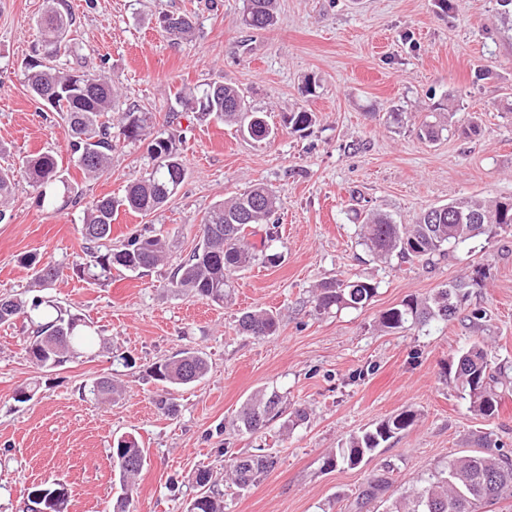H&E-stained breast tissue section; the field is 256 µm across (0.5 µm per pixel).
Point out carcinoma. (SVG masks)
I'll return each mask as SVG.
<instances>
[{"label": "carcinoma", "instance_id": "carcinoma-1", "mask_svg": "<svg viewBox=\"0 0 512 512\" xmlns=\"http://www.w3.org/2000/svg\"><path fill=\"white\" fill-rule=\"evenodd\" d=\"M275 2L243 0L242 25L255 31L273 26ZM160 19L171 20L165 31L176 41L187 39L195 30L194 16L189 13L176 16L164 13ZM36 25L41 41L38 57L27 63L24 75L27 87L41 103L54 101L52 108L69 128L70 150L79 169L94 178L109 167L117 141L122 138L136 141L144 135L149 116L132 106L122 113L119 125L112 126L105 114L115 110L114 84L103 76L57 64L61 56L74 53V44L67 40L74 21L66 0H48ZM177 103L181 111L195 117H213L234 124L255 141L272 135L264 118L251 110L245 93L232 83L208 84L197 91L184 90L178 94ZM455 117L456 112L450 109L448 124L425 122L417 129V136L435 141L443 132L456 129ZM312 121V113L305 110L285 117V124L295 132L306 130ZM148 155L151 171L131 182L123 196L94 199L84 209V252L90 258L92 276L96 279L111 278L114 267L130 272L155 268L164 262L170 251V241L150 230L130 237L119 249L107 246L112 241V221L119 209L149 215L172 198V183L181 184L188 175L171 139L161 134L155 136L148 147ZM19 177L40 189L43 202L47 189L57 184L68 187L57 158L50 153H39L22 160L16 172L0 169V201L11 195ZM275 209L276 195L260 184L215 204L199 225V243L176 265L168 287L217 305L224 304L229 298L231 277L257 260L258 250L246 240V228L271 223ZM508 228L512 229V200L469 196L425 209L411 224H399L388 214L372 213L365 217L361 232L369 249L378 256L386 258L395 254L414 261L441 253L450 245ZM24 265L32 271L36 288L45 289L62 275L60 268L49 264L41 266L34 256L25 258ZM481 287V273L468 275L431 296L412 297L386 310L379 324L384 329L395 330L432 321L448 323L457 318L468 289ZM376 291V285L364 279H330L317 286L315 308L318 311L333 307L356 309L364 306ZM18 319L28 326L27 359L40 369L61 367L84 356L93 345V336L78 315L43 296L30 300L1 296L0 325H10ZM238 328L249 336H273L279 329V320L271 310L247 311L239 317ZM449 367L455 369L470 409L485 418L494 417L502 391L512 387V366L492 364L484 347L473 344L458 351ZM208 371L207 358L194 348H184L155 364L153 377L166 388V395L156 399L158 408L167 415L174 413L176 403L172 391L201 380ZM88 393L96 399H112L120 395L121 388L112 379L103 377L92 382ZM305 418V409L295 407L287 413L278 392L262 390L243 404L239 427L256 432L271 421L281 419L283 427L288 428ZM416 419L415 412L405 410L371 430L350 437L346 446L336 449L326 459V466L361 464L376 448L412 427ZM110 459L124 490L115 501L114 512H128L134 480L146 463L144 450L136 441L125 444V438L121 437L113 441ZM273 464L272 458L264 454L236 457L230 464L231 478L244 488ZM194 481L199 494L190 501L187 512H224V495L215 489L211 471L198 470ZM388 486L386 477L370 483L358 496L360 507L373 502L378 491ZM69 497L68 488L59 480L27 488V502L32 504L34 499H41L40 505L46 512H68ZM509 498H512V453L497 441L483 436L478 440V449L448 459L446 468L432 474L425 485L410 496L396 501L389 512H477L480 507Z\"/></svg>", "mask_w": 512, "mask_h": 512}]
</instances>
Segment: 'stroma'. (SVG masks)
I'll return each mask as SVG.
<instances>
[{
  "instance_id": "1",
  "label": "stroma",
  "mask_w": 512,
  "mask_h": 512,
  "mask_svg": "<svg viewBox=\"0 0 512 512\" xmlns=\"http://www.w3.org/2000/svg\"><path fill=\"white\" fill-rule=\"evenodd\" d=\"M67 2L79 52L65 66L111 79L119 109L135 106L151 119L145 137L118 142L107 172L84 178L67 126L24 83L46 0H0V167L53 152L82 199L43 205L35 187L18 181L0 222V295L29 289L26 256L61 267L46 297L90 321L102 342L63 368L39 369L25 355L22 323L0 325V512H23L26 488L52 480L67 484L69 512H112L120 488L109 450L120 436L147 452L129 512H186L202 468L223 491L224 512H350L381 473L391 485L374 507L384 512L481 435L512 452V391L486 419L470 411L448 371L457 351L476 342L493 361L512 364V233L413 262L378 257L360 236L371 212L409 224L459 197L512 196V112L504 109L512 100V30L497 0H454L449 11L435 0H277L275 25L261 31L243 28L242 0ZM184 11L196 30L176 43L159 15ZM222 82L245 90L270 139L252 140L211 118L168 122L178 91ZM441 102L478 132L420 140L417 127ZM301 108L315 120L295 133L282 118ZM159 134L175 142L188 176L158 211L119 213L112 244L149 225L168 234L170 258L141 274L93 280L78 269L86 261L82 205L122 196L145 175L147 146ZM256 183L275 191L279 225H256L249 240L264 257L234 278L230 302L171 291L168 275L197 244L214 203ZM271 254L277 264L267 263ZM477 270L485 285L471 289L456 320L381 329L387 309ZM352 276L377 286L364 307L316 311L321 281ZM260 308L278 313L277 334L239 333L241 312ZM475 310L481 319L472 318ZM188 346L206 353L210 371L178 393L167 416L156 407L162 385L151 368ZM101 377L121 384L116 401L84 393ZM26 384L34 397L15 401ZM258 390L304 407L306 420L290 431L276 422L238 431L237 414ZM404 410L416 412L415 424L368 460L326 466L350 435ZM258 448L274 464L238 488L227 475L230 460Z\"/></svg>"
}]
</instances>
